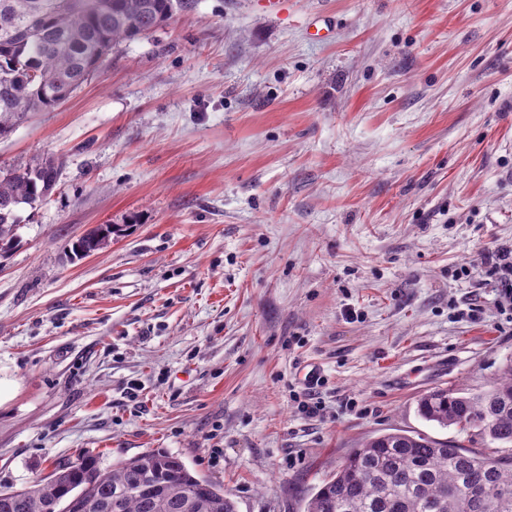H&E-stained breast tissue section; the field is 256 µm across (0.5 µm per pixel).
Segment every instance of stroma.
Listing matches in <instances>:
<instances>
[{"label": "stroma", "mask_w": 512, "mask_h": 512, "mask_svg": "<svg viewBox=\"0 0 512 512\" xmlns=\"http://www.w3.org/2000/svg\"><path fill=\"white\" fill-rule=\"evenodd\" d=\"M47 154L0 261V488L162 448L304 512L369 437L467 444L416 401L512 364L481 265L512 244V0H198L0 137L2 172Z\"/></svg>", "instance_id": "1"}]
</instances>
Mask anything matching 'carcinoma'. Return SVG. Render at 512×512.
Returning a JSON list of instances; mask_svg holds the SVG:
<instances>
[{
  "label": "carcinoma",
  "mask_w": 512,
  "mask_h": 512,
  "mask_svg": "<svg viewBox=\"0 0 512 512\" xmlns=\"http://www.w3.org/2000/svg\"><path fill=\"white\" fill-rule=\"evenodd\" d=\"M198 0H0V136L13 117L67 100L123 42L140 39ZM54 156L0 173V257L17 244L21 207L55 190ZM115 230L81 239L93 253ZM419 415L454 426L484 445H512V365L486 390L437 388L417 400ZM236 512L224 489L177 456L153 449L110 467L84 453L21 488L0 490V512ZM305 512H512V460L424 433H382L353 449L316 488Z\"/></svg>",
  "instance_id": "obj_1"
}]
</instances>
